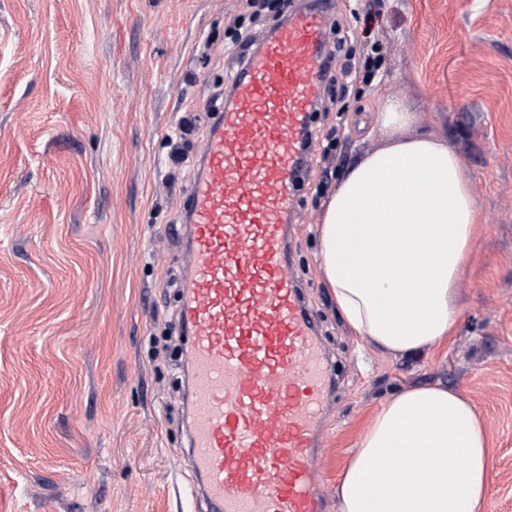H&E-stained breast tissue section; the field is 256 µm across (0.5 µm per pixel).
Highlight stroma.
I'll return each instance as SVG.
<instances>
[{
	"label": "stroma",
	"mask_w": 512,
	"mask_h": 512,
	"mask_svg": "<svg viewBox=\"0 0 512 512\" xmlns=\"http://www.w3.org/2000/svg\"><path fill=\"white\" fill-rule=\"evenodd\" d=\"M241 0H0V512H207L188 456L179 220L229 79L227 10ZM344 54L379 44L374 80L338 73L313 155L341 177L378 147L381 98L444 138L482 224L451 342L393 355L355 336L320 270L329 198L298 192L299 281L339 375L328 393L323 491L393 393L440 383L492 442L484 512H512V0H336ZM195 113L189 162L168 137Z\"/></svg>",
	"instance_id": "35a3bbf8"
}]
</instances>
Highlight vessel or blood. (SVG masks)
<instances>
[{"mask_svg": "<svg viewBox=\"0 0 512 512\" xmlns=\"http://www.w3.org/2000/svg\"><path fill=\"white\" fill-rule=\"evenodd\" d=\"M286 14L236 72L188 199L179 321L192 339V464L215 512L329 508L316 457L333 374L283 267L330 16L313 0H287ZM350 252L367 281L386 275L385 258Z\"/></svg>", "mask_w": 512, "mask_h": 512, "instance_id": "b4317fda", "label": "vessel or blood"}]
</instances>
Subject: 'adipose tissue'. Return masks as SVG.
Instances as JSON below:
<instances>
[{
	"mask_svg": "<svg viewBox=\"0 0 512 512\" xmlns=\"http://www.w3.org/2000/svg\"><path fill=\"white\" fill-rule=\"evenodd\" d=\"M412 125L405 104L382 103L374 127L380 146L338 181L318 228L322 274L346 322L405 355L454 336L455 287L479 229L473 185L455 151ZM351 243L398 263L369 284L344 250ZM490 452L482 419L463 394L439 385L402 390L354 445L338 512H483ZM383 456L393 481L376 490L369 465Z\"/></svg>",
	"mask_w": 512,
	"mask_h": 512,
	"instance_id": "ef3b65f1",
	"label": "adipose tissue"
}]
</instances>
